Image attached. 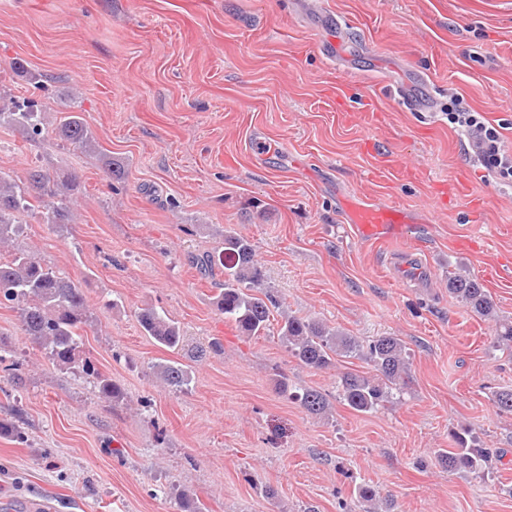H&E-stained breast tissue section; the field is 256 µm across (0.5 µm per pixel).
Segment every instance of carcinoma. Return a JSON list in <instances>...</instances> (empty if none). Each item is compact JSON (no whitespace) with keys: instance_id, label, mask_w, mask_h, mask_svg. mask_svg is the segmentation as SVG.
<instances>
[{"instance_id":"1","label":"carcinoma","mask_w":512,"mask_h":512,"mask_svg":"<svg viewBox=\"0 0 512 512\" xmlns=\"http://www.w3.org/2000/svg\"><path fill=\"white\" fill-rule=\"evenodd\" d=\"M0 125L12 127L27 138L45 132L46 112L31 106L5 112L0 109ZM60 140L77 149H89L94 138L77 112H67L55 122L52 130ZM79 186L74 174H52L32 169L27 183L20 186L0 176V306L17 312L22 330L48 361L60 370H78L91 377L99 393L113 402L125 399L122 387L102 374L85 356L84 332L93 323L94 309L85 288L78 281L54 271L34 252L17 245L23 233L15 214L26 211L37 201L44 208V223L50 227L74 223L68 203ZM224 265V288L216 298L218 311L245 336H267L276 301L265 284L263 266L256 259L254 243L232 228L224 229L218 246L195 258L196 267L207 273L216 261ZM448 293L470 311L488 317L495 305L477 279L451 272ZM138 323L144 335L172 352L184 347L180 326L153 306L138 312ZM279 338L287 352L301 365L315 371L335 366L336 358H363L371 366L368 372H343L338 376L340 400L356 413H371L385 406L394 393L403 392L410 380V358L403 341L391 334L360 341L340 330L313 319L283 317ZM493 347L512 356V323L496 328ZM160 383L180 391L191 380L189 366L174 360L153 364ZM282 391L290 395L309 414L321 416L328 410L327 394L308 387L289 389L287 378L276 380ZM492 402L501 413L512 414V388L493 392ZM455 448L442 450L436 460L452 473H466L475 479L489 476L488 462L493 452L462 426L452 433ZM394 500L381 490L361 482L352 503L342 512H394Z\"/></svg>"}]
</instances>
